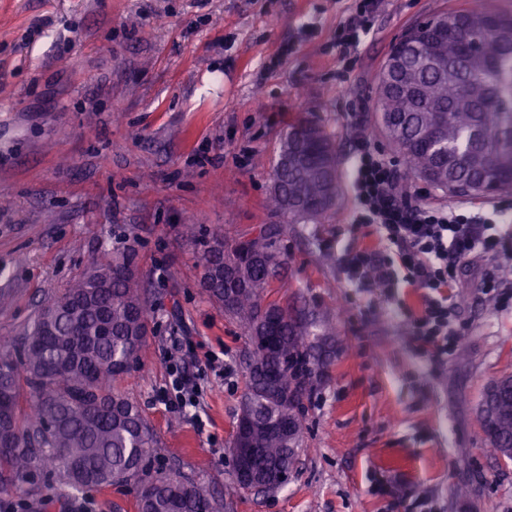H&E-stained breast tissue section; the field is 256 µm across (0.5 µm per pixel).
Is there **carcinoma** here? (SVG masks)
Wrapping results in <instances>:
<instances>
[{
    "mask_svg": "<svg viewBox=\"0 0 512 512\" xmlns=\"http://www.w3.org/2000/svg\"><path fill=\"white\" fill-rule=\"evenodd\" d=\"M487 0L440 18L450 27L433 40L428 67L416 54L403 73L381 68L388 85L375 99L376 128L414 175L433 168L442 177L430 186L448 193V181L495 178L512 189V13L492 20L495 33L464 55L470 34L461 21L487 16ZM299 153V161L271 172L267 207L278 224H255L254 253L241 252V238L220 226L185 224L190 239L204 240L197 266L208 272V298L242 326L250 350L244 400L236 426L248 423L247 443L258 449L255 469L273 463L294 469L300 446L291 448L277 429L290 423L303 432V404L294 393L312 389L314 362L306 336H335L336 326L318 308L299 310L269 300L283 267L277 245L295 224H321L336 207L340 173L333 137L319 123L300 117L289 124L277 154ZM274 312L278 324L268 354L257 321ZM148 331L147 288L134 269V253L105 251L57 296L41 305L13 351L0 356V494L40 496L41 479L55 480L60 497L89 489L135 483L137 512H222L206 486L177 470L152 471L157 445L140 407L117 383L140 360ZM477 421L495 456L512 448V373L482 393Z\"/></svg>",
    "mask_w": 512,
    "mask_h": 512,
    "instance_id": "obj_1",
    "label": "carcinoma"
}]
</instances>
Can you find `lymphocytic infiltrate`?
<instances>
[{"mask_svg":"<svg viewBox=\"0 0 512 512\" xmlns=\"http://www.w3.org/2000/svg\"><path fill=\"white\" fill-rule=\"evenodd\" d=\"M376 7L377 0H358L355 18L337 27L336 46L343 55L355 52L369 35ZM401 180L397 164L359 137L353 157L354 221L373 225L381 239L396 247L397 255L360 251L345 255L342 262L351 278H371L388 296H396L404 286L422 290L412 341L420 355L441 364L461 341L454 327L455 310L441 292L456 287L463 265L485 258L501 239L485 214L422 204L418 193L405 190Z\"/></svg>","mask_w":512,"mask_h":512,"instance_id":"f902f5d3","label":"lymphocytic infiltrate"}]
</instances>
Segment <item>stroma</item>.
Listing matches in <instances>:
<instances>
[{
	"instance_id": "1",
	"label": "stroma",
	"mask_w": 512,
	"mask_h": 512,
	"mask_svg": "<svg viewBox=\"0 0 512 512\" xmlns=\"http://www.w3.org/2000/svg\"><path fill=\"white\" fill-rule=\"evenodd\" d=\"M468 3L380 0L344 59L336 28L355 0H0V288L15 294L0 339L21 336L103 250L133 248L150 332L119 388L154 430L156 465L206 483L223 512H403L375 494L379 480L432 498L435 512H512V460L487 452L476 421L485 386L512 372V308L463 268L451 296L465 352L434 365L412 347L419 291L384 298L340 263L377 243L352 222L355 135L394 155L375 127V76L405 29ZM299 116L333 135L340 196L325 223L296 225L273 296L327 310L339 334L306 337L317 381L303 449L287 485L256 497L237 488L225 454L248 338L205 294L202 245L182 227L238 237L278 223L264 204L279 138ZM176 360L196 364L197 417L156 399Z\"/></svg>"
}]
</instances>
